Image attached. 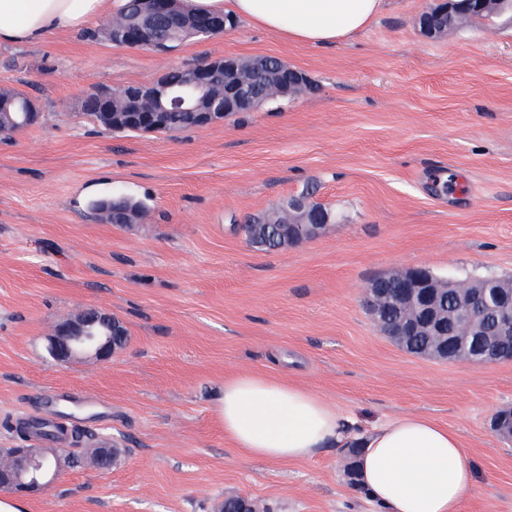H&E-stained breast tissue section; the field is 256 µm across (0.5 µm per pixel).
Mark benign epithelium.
I'll list each match as a JSON object with an SVG mask.
<instances>
[{"mask_svg":"<svg viewBox=\"0 0 512 512\" xmlns=\"http://www.w3.org/2000/svg\"><path fill=\"white\" fill-rule=\"evenodd\" d=\"M139 16L134 21L113 19L107 27L109 41L119 46H133L159 51L168 49L161 41L156 23L167 21L176 35L206 36L226 30L229 19L200 26L186 13L173 9V0H140ZM503 11L512 13V0H440L438 6L423 13L421 28L428 34L440 33L459 20L490 17ZM302 84L293 80L283 83L270 80L265 93L252 83L251 60L238 57L218 58L191 70L181 91L163 79L112 89L102 97L103 118L110 124L125 122V127L142 133L165 128L166 113L175 108L194 114L196 127L205 129L224 121L232 112H249L261 105L264 94L279 96L286 91H301ZM41 117L35 106L18 120L11 112L0 113V135H10L21 126ZM330 223L329 210L313 208L304 195L292 196L270 217L242 225L251 243L267 245L271 230L279 233L278 248H286L323 232ZM459 289L453 305H447L448 291ZM393 297L399 317L390 325L381 323V332L400 347L409 336H428L430 344L419 351L423 357L442 361H467L460 355L462 342L477 354L481 365L512 360V280L502 279L494 289L493 301H487V289L473 283L461 284L444 279L425 267H410L373 281L366 289L370 313L378 316L379 305ZM111 327V335L98 339L93 331ZM124 336L122 324L100 309L82 310L74 320L60 324L49 337L48 351L58 363L67 364L76 357L75 346L90 342L89 354L106 361L120 346ZM119 450L97 448L93 462L100 469L115 465ZM70 464L58 459L54 469L45 466V456L36 448H18L0 463V489L24 494L40 493L52 485L59 473ZM221 512H259L256 501L232 495L224 498Z\"/></svg>","mask_w":512,"mask_h":512,"instance_id":"7a95c632","label":"benign epithelium"}]
</instances>
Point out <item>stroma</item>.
<instances>
[{
  "label": "stroma",
  "mask_w": 512,
  "mask_h": 512,
  "mask_svg": "<svg viewBox=\"0 0 512 512\" xmlns=\"http://www.w3.org/2000/svg\"><path fill=\"white\" fill-rule=\"evenodd\" d=\"M436 0H384L364 30L302 45L244 21L168 52L118 46L103 21L36 46L0 47V90L39 123L0 136V449L11 423L57 408L63 424L121 451L107 471L85 449L25 512H218L225 495L261 512H382L349 449L304 461L245 455L216 407L226 376L258 372L335 404L351 435L404 413L454 430L476 468L461 512H512V360L412 355L383 336L367 286L428 267L458 280L512 277V15L439 34ZM268 55L310 87L205 129L112 132L83 112L118 88L222 56ZM313 187L332 222L277 251L239 230ZM122 193L143 216L110 224L94 199ZM121 321L111 360L57 364L54 328L82 309Z\"/></svg>",
  "instance_id": "stroma-1"
}]
</instances>
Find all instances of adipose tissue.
Returning a JSON list of instances; mask_svg holds the SVG:
<instances>
[{
    "label": "adipose tissue",
    "mask_w": 512,
    "mask_h": 512,
    "mask_svg": "<svg viewBox=\"0 0 512 512\" xmlns=\"http://www.w3.org/2000/svg\"><path fill=\"white\" fill-rule=\"evenodd\" d=\"M191 10L230 15L295 44H333L366 28L383 0H186ZM123 0H0V46L37 45L119 14ZM217 413L224 437L253 458L306 460L347 445L334 404L303 387L256 373L225 377ZM359 479L384 512H460L475 486L458 435L413 414L365 434Z\"/></svg>",
    "instance_id": "ef3b65f1"
}]
</instances>
